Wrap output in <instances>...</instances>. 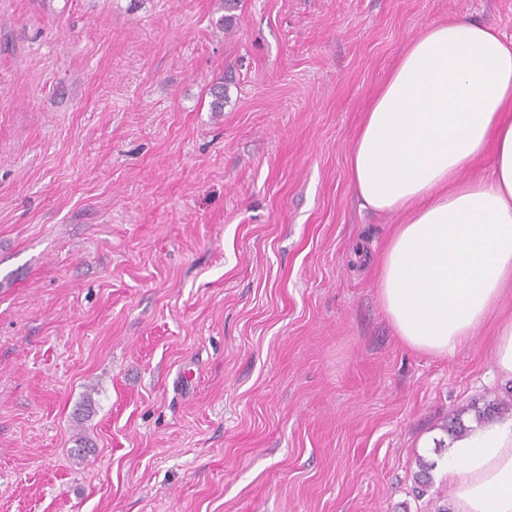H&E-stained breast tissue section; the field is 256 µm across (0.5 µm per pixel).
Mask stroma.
<instances>
[{"label": "stroma", "mask_w": 512, "mask_h": 512, "mask_svg": "<svg viewBox=\"0 0 512 512\" xmlns=\"http://www.w3.org/2000/svg\"><path fill=\"white\" fill-rule=\"evenodd\" d=\"M0 0V512H437L496 317L404 346L353 134L410 42L512 0ZM224 83V109L210 89Z\"/></svg>", "instance_id": "stroma-1"}]
</instances>
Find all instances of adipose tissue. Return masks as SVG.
Masks as SVG:
<instances>
[{"instance_id":"1","label":"adipose tissue","mask_w":512,"mask_h":512,"mask_svg":"<svg viewBox=\"0 0 512 512\" xmlns=\"http://www.w3.org/2000/svg\"><path fill=\"white\" fill-rule=\"evenodd\" d=\"M488 179H463L485 152ZM362 209L404 215L376 257L378 297L398 338L454 354L512 281V41L463 19L427 26L352 142ZM440 467L455 512H512V418L472 424Z\"/></svg>"}]
</instances>
